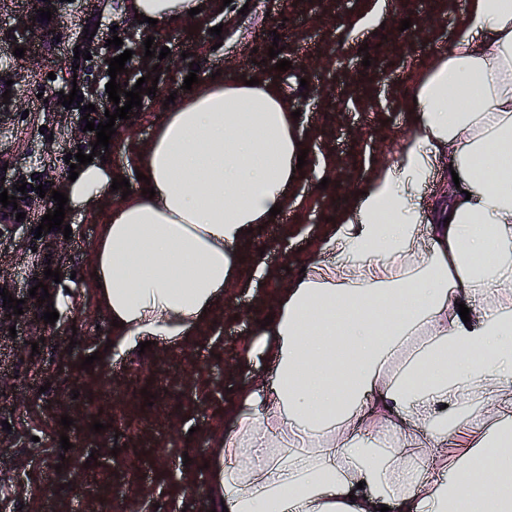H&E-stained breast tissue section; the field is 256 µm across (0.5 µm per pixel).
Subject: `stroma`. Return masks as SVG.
<instances>
[{"label":"stroma","mask_w":512,"mask_h":512,"mask_svg":"<svg viewBox=\"0 0 512 512\" xmlns=\"http://www.w3.org/2000/svg\"><path fill=\"white\" fill-rule=\"evenodd\" d=\"M376 0H231L205 19L176 21L146 30L120 9V0H61L51 19L38 23L28 41L19 37L34 0H0V167L6 181L22 177L28 199L24 228L0 239V282L23 302L15 334L0 335V475L5 494L0 512H206L212 431L240 389L261 379L265 368L241 367L255 319L273 315L271 298L322 252L328 218L385 161L391 140L408 132L403 99L434 52L446 49L470 0H384L380 34H353L354 22ZM410 20L401 29V20ZM221 34H212V27ZM93 38H85V30ZM116 31L132 50L127 77L151 71L160 78L155 95L142 98L130 119L116 120L105 157L120 163L126 139L147 140L170 93L186 97L184 79L199 63L198 79L229 70L239 77L276 81L300 111L298 123L307 163L296 193L304 204L264 225L253 244L270 252L272 280L253 294L232 293L191 345L145 352L82 369L111 334L92 294L89 246L109 214L114 192L91 207L66 211L71 236L37 235L52 191L70 171L67 153L85 148L88 137L77 107L60 92L79 90L85 101H107L110 80L106 41ZM280 43L287 71L276 70L268 49ZM24 57H15V47ZM89 50L75 60V48ZM168 48L165 59L145 58L146 48ZM370 66H363V59ZM48 189L39 196L36 185ZM60 280L46 279L45 268ZM45 282L59 314L44 323L30 288ZM73 423L63 427L62 417ZM102 423V431L91 428ZM70 449H63L61 436Z\"/></svg>","instance_id":"obj_1"}]
</instances>
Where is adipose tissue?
Wrapping results in <instances>:
<instances>
[{"instance_id":"ef3b65f1","label":"adipose tissue","mask_w":512,"mask_h":512,"mask_svg":"<svg viewBox=\"0 0 512 512\" xmlns=\"http://www.w3.org/2000/svg\"><path fill=\"white\" fill-rule=\"evenodd\" d=\"M215 5L121 0L162 27ZM408 95L393 159L340 210L324 256L273 297L272 323L252 328L242 361L270 375L211 437V497L228 512H512V0H471ZM293 110L270 79L208 78L122 164L96 159L64 181L81 207L125 167L155 191L113 201L89 247L114 323L103 360L145 341L186 346L227 288H254L240 271L253 230L302 204ZM448 168L458 182L421 207ZM453 435L468 442L451 459ZM401 448L435 459L432 473Z\"/></svg>"}]
</instances>
